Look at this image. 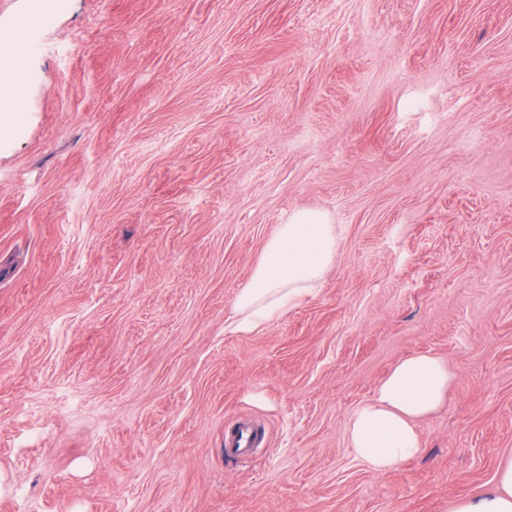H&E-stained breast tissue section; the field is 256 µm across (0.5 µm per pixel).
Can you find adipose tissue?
Segmentation results:
<instances>
[{
  "instance_id": "1",
  "label": "adipose tissue",
  "mask_w": 512,
  "mask_h": 512,
  "mask_svg": "<svg viewBox=\"0 0 512 512\" xmlns=\"http://www.w3.org/2000/svg\"><path fill=\"white\" fill-rule=\"evenodd\" d=\"M37 54L31 27H0V143L14 139L21 129L25 108L18 91L36 80ZM336 249V227L327 214L309 209L289 212L235 298L238 329H254L311 293L332 266ZM452 379L447 366L434 356L399 361L350 414L345 429L348 447L371 471L397 469L420 453L416 423L442 405ZM449 512H512V455L499 460L491 488L455 500Z\"/></svg>"
}]
</instances>
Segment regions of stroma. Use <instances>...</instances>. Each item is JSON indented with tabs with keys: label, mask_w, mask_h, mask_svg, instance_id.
<instances>
[{
	"label": "stroma",
	"mask_w": 512,
	"mask_h": 512,
	"mask_svg": "<svg viewBox=\"0 0 512 512\" xmlns=\"http://www.w3.org/2000/svg\"><path fill=\"white\" fill-rule=\"evenodd\" d=\"M0 152V512H448L512 453V0H64ZM295 209L333 266L233 303ZM422 452L345 439L401 359ZM261 423L258 455L224 428ZM452 379L448 366L434 356L399 361L350 414L345 429L348 448L373 472L397 469L420 453L416 423L442 405ZM264 445V432L252 423L239 422L224 431V451L231 458L252 455Z\"/></svg>",
	"instance_id": "obj_1"
}]
</instances>
